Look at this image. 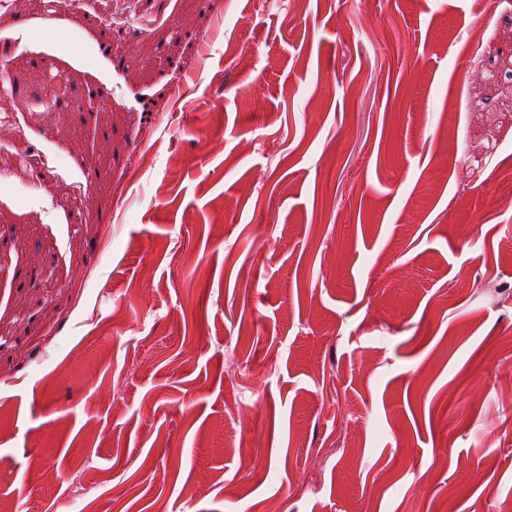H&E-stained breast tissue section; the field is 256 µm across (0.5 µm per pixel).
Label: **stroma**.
Segmentation results:
<instances>
[{
    "label": "stroma",
    "instance_id": "stroma-1",
    "mask_svg": "<svg viewBox=\"0 0 512 512\" xmlns=\"http://www.w3.org/2000/svg\"><path fill=\"white\" fill-rule=\"evenodd\" d=\"M104 10L0 8V512H512V0Z\"/></svg>",
    "mask_w": 512,
    "mask_h": 512
}]
</instances>
